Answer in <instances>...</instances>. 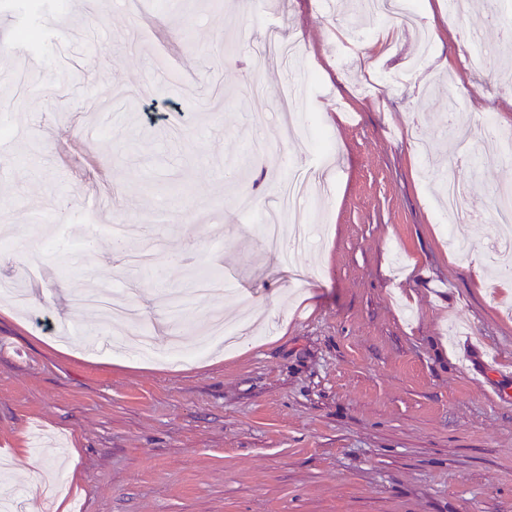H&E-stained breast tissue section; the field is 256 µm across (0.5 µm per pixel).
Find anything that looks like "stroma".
I'll list each match as a JSON object with an SVG mask.
<instances>
[{"label": "stroma", "mask_w": 512, "mask_h": 512, "mask_svg": "<svg viewBox=\"0 0 512 512\" xmlns=\"http://www.w3.org/2000/svg\"><path fill=\"white\" fill-rule=\"evenodd\" d=\"M222 3L0 0V281L28 292L0 312V490L45 512L37 481L67 512H512V279L473 259L498 236L512 163L478 140L459 166L444 110L456 97L476 133L502 103L463 48L475 29L500 47L512 0L435 15L457 35L402 83L414 36L362 58L384 22L359 8ZM47 11L66 44L27 46ZM270 26L301 54L257 71ZM293 78L289 112L332 151L307 210L317 242L288 266L257 221L314 161L279 120ZM449 177L476 211L453 229ZM113 224L155 269L126 265ZM209 269L225 290L172 324L162 292ZM216 312L254 317L253 338L167 364L112 351L144 327L156 348L174 333L193 347Z\"/></svg>", "instance_id": "35a3bbf8"}]
</instances>
